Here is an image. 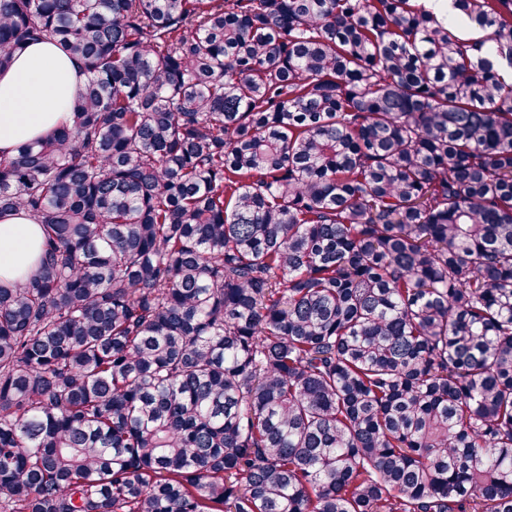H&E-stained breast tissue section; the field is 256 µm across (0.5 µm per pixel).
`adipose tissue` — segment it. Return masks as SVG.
<instances>
[{
  "label": "adipose tissue",
  "instance_id": "ef3b65f1",
  "mask_svg": "<svg viewBox=\"0 0 512 512\" xmlns=\"http://www.w3.org/2000/svg\"><path fill=\"white\" fill-rule=\"evenodd\" d=\"M85 79L81 62L57 42H35L17 53L0 71V155H14L55 128ZM42 242L43 230L29 216H0V282L35 272Z\"/></svg>",
  "mask_w": 512,
  "mask_h": 512
}]
</instances>
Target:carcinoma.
Masks as SVG:
<instances>
[{"instance_id":"carcinoma-1","label":"carcinoma","mask_w":512,"mask_h":512,"mask_svg":"<svg viewBox=\"0 0 512 512\" xmlns=\"http://www.w3.org/2000/svg\"><path fill=\"white\" fill-rule=\"evenodd\" d=\"M0 0L69 116L0 156V512H512V0ZM43 230L24 213L0 217V282L35 272L40 264Z\"/></svg>"}]
</instances>
